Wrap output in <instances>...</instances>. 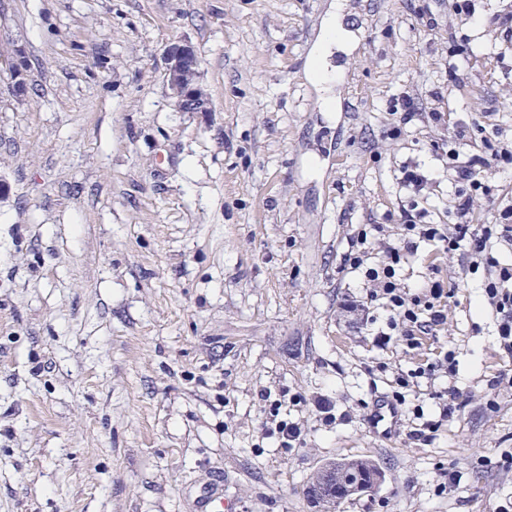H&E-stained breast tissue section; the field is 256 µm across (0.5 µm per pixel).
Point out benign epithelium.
<instances>
[{
	"label": "benign epithelium",
	"instance_id": "7a95c632",
	"mask_svg": "<svg viewBox=\"0 0 512 512\" xmlns=\"http://www.w3.org/2000/svg\"><path fill=\"white\" fill-rule=\"evenodd\" d=\"M168 80L177 108L182 112L208 111V98L198 84L200 60L187 44H175L167 51Z\"/></svg>",
	"mask_w": 512,
	"mask_h": 512
}]
</instances>
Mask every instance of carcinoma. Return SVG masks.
<instances>
[{"mask_svg":"<svg viewBox=\"0 0 512 512\" xmlns=\"http://www.w3.org/2000/svg\"><path fill=\"white\" fill-rule=\"evenodd\" d=\"M380 469L370 460L362 458L331 462L320 468L308 481L306 494L320 512H336L345 500L337 489L345 483L370 480Z\"/></svg>","mask_w":512,"mask_h":512,"instance_id":"1","label":"carcinoma"}]
</instances>
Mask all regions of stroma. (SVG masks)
Here are the masks:
<instances>
[{"instance_id": "obj_1", "label": "stroma", "mask_w": 512, "mask_h": 512, "mask_svg": "<svg viewBox=\"0 0 512 512\" xmlns=\"http://www.w3.org/2000/svg\"><path fill=\"white\" fill-rule=\"evenodd\" d=\"M335 1L353 40L332 47L326 93L310 61ZM451 5L0 0V512H192L216 475L232 512H315L308 478L344 458L384 481L337 512L512 501V358L481 306L488 269L419 242L400 286L438 280L450 297L411 349L378 346L386 313L344 266L366 225L397 243L421 205L455 224L452 177L424 202L396 180L447 160L452 130L427 113L512 152V0L467 20ZM177 42L200 58L208 111L174 105ZM405 96L421 115L404 125ZM489 185L477 228L512 203V164ZM427 365L397 439L369 433L374 401ZM418 409L439 425L425 441L409 437ZM274 414L300 427L293 447L270 435Z\"/></svg>"}]
</instances>
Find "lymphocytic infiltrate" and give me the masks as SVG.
Instances as JSON below:
<instances>
[{
    "label": "lymphocytic infiltrate",
    "instance_id": "f902f5d3",
    "mask_svg": "<svg viewBox=\"0 0 512 512\" xmlns=\"http://www.w3.org/2000/svg\"><path fill=\"white\" fill-rule=\"evenodd\" d=\"M490 139L475 143L469 127L458 126L453 131L448 150V168L454 174L459 188L454 198V213L458 219L449 237H442L437 225L425 223V211L401 216L402 235L397 244H386L387 259L372 267H365L367 235H359L358 252L347 253L344 259L351 270L363 271L372 282V300L381 301L388 314V334L379 337V344H388L392 336H400L408 346L418 344L419 333L432 331L447 319L445 307L449 292L441 282L434 281L417 291L399 288L397 270L402 261L414 254L418 240H443L445 251H460L470 258L484 261L493 267L496 275L484 288V301L496 314L498 336L502 349L512 356V264L500 262L493 254L494 243L512 245V205H506L498 214V221L481 230H474L467 222L473 196L485 189L488 175L497 162L498 153H487Z\"/></svg>",
    "mask_w": 512,
    "mask_h": 512
}]
</instances>
